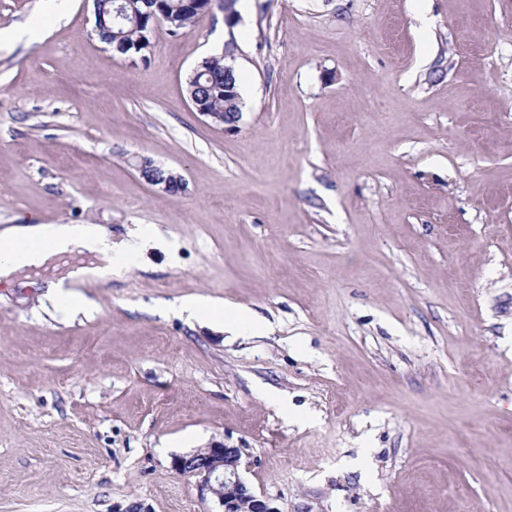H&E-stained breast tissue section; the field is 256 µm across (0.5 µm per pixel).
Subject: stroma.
I'll list each match as a JSON object with an SVG mask.
<instances>
[{
    "label": "stroma",
    "instance_id": "stroma-1",
    "mask_svg": "<svg viewBox=\"0 0 512 512\" xmlns=\"http://www.w3.org/2000/svg\"><path fill=\"white\" fill-rule=\"evenodd\" d=\"M235 9L131 61L90 0H0V225L164 237L78 315L0 284V512H219L172 465L216 444L280 512H512V0ZM217 45L233 130L186 92ZM137 169L148 184L159 186L169 195L176 196L184 190V180L180 174L156 165L149 157H140ZM179 309L199 322L228 331L261 329L249 314L240 309H221L205 299H192L180 303Z\"/></svg>",
    "mask_w": 512,
    "mask_h": 512
}]
</instances>
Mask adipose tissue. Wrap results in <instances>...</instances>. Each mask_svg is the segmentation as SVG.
Returning <instances> with one entry per match:
<instances>
[{
    "label": "adipose tissue",
    "mask_w": 512,
    "mask_h": 512,
    "mask_svg": "<svg viewBox=\"0 0 512 512\" xmlns=\"http://www.w3.org/2000/svg\"><path fill=\"white\" fill-rule=\"evenodd\" d=\"M142 262L141 247L116 243L99 224H7L0 227V283L11 284L23 272L63 269L50 280L49 294L69 313L84 309L71 301L77 284L111 279L113 273ZM181 311L199 322L228 331L257 329V322L240 309H223L204 299L180 303Z\"/></svg>",
    "instance_id": "ef3b65f1"
}]
</instances>
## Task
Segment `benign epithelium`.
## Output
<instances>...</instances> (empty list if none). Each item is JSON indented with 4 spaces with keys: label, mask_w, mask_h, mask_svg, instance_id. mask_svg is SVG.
<instances>
[{
    "label": "benign epithelium",
    "mask_w": 512,
    "mask_h": 512,
    "mask_svg": "<svg viewBox=\"0 0 512 512\" xmlns=\"http://www.w3.org/2000/svg\"><path fill=\"white\" fill-rule=\"evenodd\" d=\"M190 102L195 111L211 124L221 128H233L225 124L222 112L211 111L207 102L192 98ZM137 169L145 181L176 196L184 190L182 176L170 169L155 164L146 157H140ZM242 449L215 445L198 450L173 460L175 470L201 477L200 491L210 493L218 500L222 512H280L272 499L256 494L241 475Z\"/></svg>",
    "instance_id": "7a95c632"
}]
</instances>
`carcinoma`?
<instances>
[{"instance_id": "carcinoma-1", "label": "carcinoma", "mask_w": 512, "mask_h": 512, "mask_svg": "<svg viewBox=\"0 0 512 512\" xmlns=\"http://www.w3.org/2000/svg\"><path fill=\"white\" fill-rule=\"evenodd\" d=\"M125 6L127 12L134 11L138 14L140 28L134 29L129 25L121 28L114 26L97 33L100 42L116 51L120 50L123 44L133 42L139 34L149 31L162 13L173 15L180 21L182 29L192 24L200 14L196 8L187 7L186 0H126ZM226 84L231 85L232 89V93L228 95L224 94ZM187 92L208 101L215 112L241 111L236 70L222 59H215L198 68L197 72L189 77Z\"/></svg>"}]
</instances>
